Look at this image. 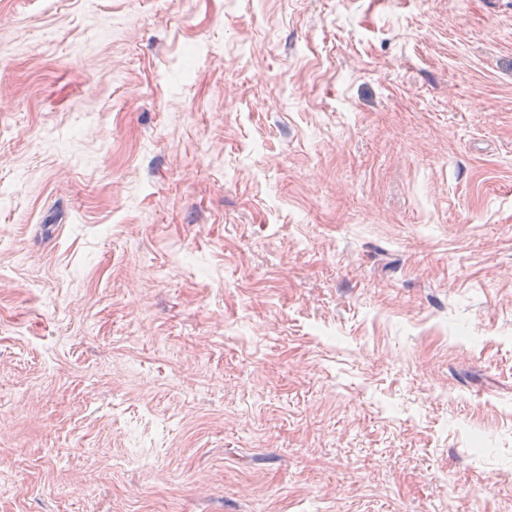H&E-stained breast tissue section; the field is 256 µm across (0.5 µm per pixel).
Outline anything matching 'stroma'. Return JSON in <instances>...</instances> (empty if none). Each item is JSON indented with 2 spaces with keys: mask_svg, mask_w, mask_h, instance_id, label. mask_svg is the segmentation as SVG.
<instances>
[{
  "mask_svg": "<svg viewBox=\"0 0 512 512\" xmlns=\"http://www.w3.org/2000/svg\"><path fill=\"white\" fill-rule=\"evenodd\" d=\"M0 512H512V0H0Z\"/></svg>",
  "mask_w": 512,
  "mask_h": 512,
  "instance_id": "stroma-1",
  "label": "stroma"
}]
</instances>
